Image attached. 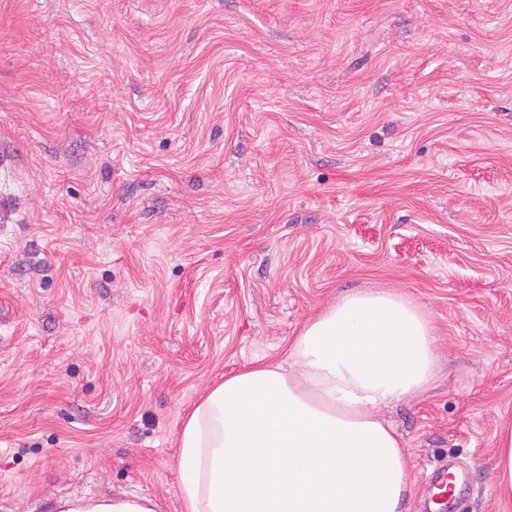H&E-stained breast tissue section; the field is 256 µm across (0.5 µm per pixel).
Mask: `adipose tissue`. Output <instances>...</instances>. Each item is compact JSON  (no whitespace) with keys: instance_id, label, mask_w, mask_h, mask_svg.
<instances>
[{"instance_id":"obj_1","label":"adipose tissue","mask_w":512,"mask_h":512,"mask_svg":"<svg viewBox=\"0 0 512 512\" xmlns=\"http://www.w3.org/2000/svg\"><path fill=\"white\" fill-rule=\"evenodd\" d=\"M438 356L425 310L390 290L346 293L308 319L284 363L228 376L179 435L185 512H402L408 462L378 415L429 388ZM495 483L512 499V421L495 432ZM59 512H156L134 495Z\"/></svg>"}]
</instances>
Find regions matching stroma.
<instances>
[{
  "label": "stroma",
  "mask_w": 512,
  "mask_h": 512,
  "mask_svg": "<svg viewBox=\"0 0 512 512\" xmlns=\"http://www.w3.org/2000/svg\"><path fill=\"white\" fill-rule=\"evenodd\" d=\"M365 288L436 338L403 512H512V0H0V512H184L195 405ZM495 483L498 495L512 499V421L503 422L495 432ZM451 469L447 463L437 466L431 477L430 485H432L439 492V496L448 501V512H455L453 504L459 500L467 498L470 494L471 486L467 479L460 480L458 476L449 474L448 470ZM448 478L455 480V482L448 483ZM57 512H156L157 505L147 498L120 496L102 499H68L60 501Z\"/></svg>",
  "instance_id": "1"
}]
</instances>
